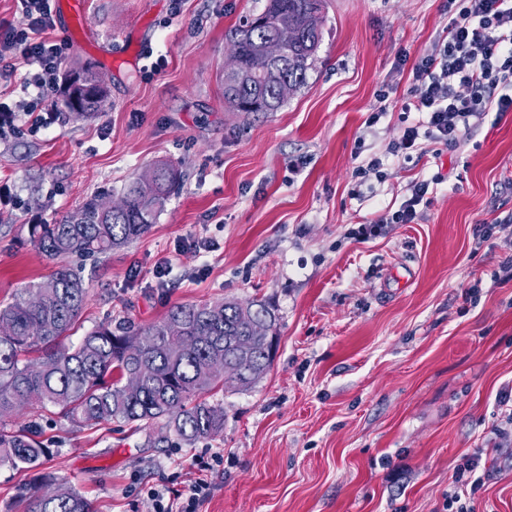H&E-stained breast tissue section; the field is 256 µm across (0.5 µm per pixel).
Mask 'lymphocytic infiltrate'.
<instances>
[{
  "label": "lymphocytic infiltrate",
  "mask_w": 512,
  "mask_h": 512,
  "mask_svg": "<svg viewBox=\"0 0 512 512\" xmlns=\"http://www.w3.org/2000/svg\"><path fill=\"white\" fill-rule=\"evenodd\" d=\"M22 29L0 28V71L14 57L34 66L28 85L37 101L53 95L63 44L46 38L53 26L48 0H18ZM452 18L436 54L420 58L410 69L414 96L401 112H418L422 121L404 128L387 147L398 158L442 152L460 145L489 113L512 112V0H448ZM431 179L412 182L409 196L395 211L352 230L353 238L383 235L388 225L412 224L428 194Z\"/></svg>",
  "instance_id": "obj_1"
}]
</instances>
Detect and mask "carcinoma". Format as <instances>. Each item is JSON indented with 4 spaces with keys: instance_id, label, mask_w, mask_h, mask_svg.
Wrapping results in <instances>:
<instances>
[{
    "instance_id": "carcinoma-1",
    "label": "carcinoma",
    "mask_w": 512,
    "mask_h": 512,
    "mask_svg": "<svg viewBox=\"0 0 512 512\" xmlns=\"http://www.w3.org/2000/svg\"><path fill=\"white\" fill-rule=\"evenodd\" d=\"M322 0H267L229 31V44L243 59L267 38L283 40L286 55L262 81L224 78V104L236 112H275L278 85L302 87L321 42ZM243 27L247 38L234 41ZM79 83L64 89L63 103L87 117L105 102V89L90 70L74 72ZM177 171L167 163L132 181L112 210L101 196L88 199L80 219L30 224L31 240L49 258L93 256L120 248L148 232L163 209ZM88 297L78 274L66 267L0 304V412L51 406L76 428L123 421L145 429L153 447L193 445L224 432V406L216 398L224 385L247 388L271 365L278 317L259 300L221 301L172 307L158 323L134 326L102 322L77 344L69 332ZM247 343L248 354H239ZM38 357L32 358L30 354ZM51 449L27 427L0 425V466L34 470ZM26 512H94L92 503L70 486L30 501Z\"/></svg>"
}]
</instances>
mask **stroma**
Returning <instances> with one entry per match:
<instances>
[{
  "label": "stroma",
  "instance_id": "obj_1",
  "mask_svg": "<svg viewBox=\"0 0 512 512\" xmlns=\"http://www.w3.org/2000/svg\"><path fill=\"white\" fill-rule=\"evenodd\" d=\"M266 0H86L55 23L60 67L91 66L107 87L88 118L25 114L28 68L0 75L15 107L0 129V303L58 266L28 227L119 201L156 165L181 178L150 230L67 266L88 290L78 334L105 319L145 326L179 304L266 300L279 343L251 388L224 390V432L150 448L112 423L36 422L53 454L29 473L0 467V512L19 492L60 484L96 512H149L155 490L206 482L196 512H448L457 469L479 459L474 512H512V112L489 114L457 149L403 160L386 147L418 113L384 114L377 91L410 96L412 62L435 52L448 0H323L307 82L275 112H233L220 81L228 31ZM407 65H400L399 55ZM380 171L353 175L354 153ZM442 174L414 224L366 242L349 229L398 209L412 181ZM211 248H195L197 240ZM170 270L156 278L161 264Z\"/></svg>",
  "mask_w": 512,
  "mask_h": 512
}]
</instances>
